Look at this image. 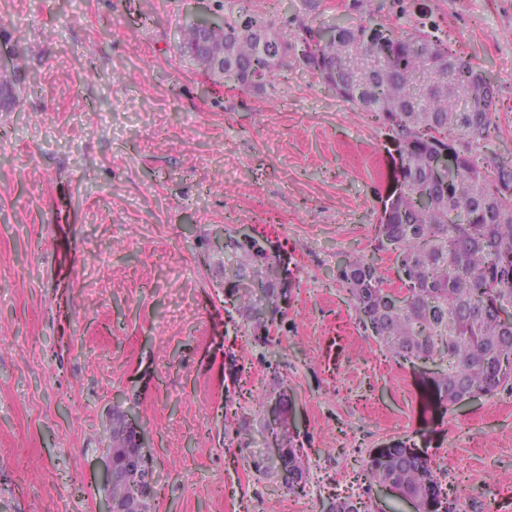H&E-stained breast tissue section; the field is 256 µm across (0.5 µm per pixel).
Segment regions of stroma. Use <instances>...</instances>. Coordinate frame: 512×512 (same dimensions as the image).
<instances>
[{
    "instance_id": "obj_1",
    "label": "stroma",
    "mask_w": 512,
    "mask_h": 512,
    "mask_svg": "<svg viewBox=\"0 0 512 512\" xmlns=\"http://www.w3.org/2000/svg\"><path fill=\"white\" fill-rule=\"evenodd\" d=\"M243 6L292 41L430 17L493 85L491 148L512 152V0H0V54L19 58L0 91V512H102L117 408L149 444L151 512H326L345 492L409 512L363 466L398 441L466 512H512V394L430 405L336 277L374 247L390 135L309 68L230 91L181 50L196 13ZM219 224L266 230L284 260L267 345L224 308ZM278 378L308 456L296 493L247 465L272 452Z\"/></svg>"
}]
</instances>
